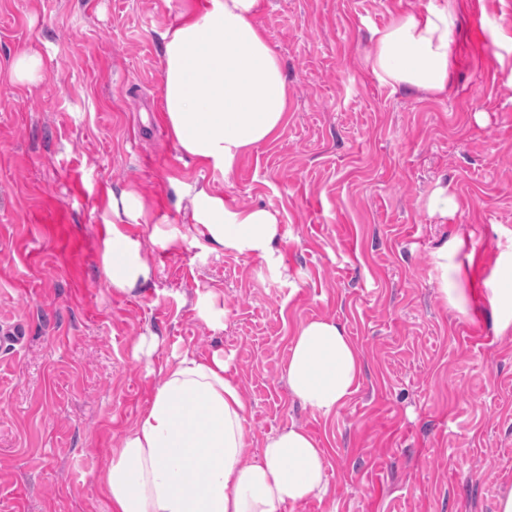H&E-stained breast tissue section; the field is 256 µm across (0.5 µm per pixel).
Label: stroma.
<instances>
[{
  "label": "stroma",
  "instance_id": "35a3bbf8",
  "mask_svg": "<svg viewBox=\"0 0 512 512\" xmlns=\"http://www.w3.org/2000/svg\"><path fill=\"white\" fill-rule=\"evenodd\" d=\"M190 0H0V512H109L97 484L172 354L230 357L250 453L303 428L329 492L287 512H497L512 487V333L446 307L432 253L459 238L482 294L512 254V0H448L440 96L379 80L374 30L431 0H263L254 23L287 77L288 119L224 175L188 162L162 119L163 34ZM38 55L42 78L11 65ZM277 212L278 271L212 251L187 189ZM439 187L448 217L431 214ZM154 265L131 295L102 268L112 198ZM169 246H162V239ZM212 294L219 325L196 303ZM344 326L364 368L336 413L288 390L298 325ZM156 336L151 357L133 346ZM41 68L42 63L38 56L22 54L14 61L11 78L20 83H35L41 79Z\"/></svg>",
  "mask_w": 512,
  "mask_h": 512
}]
</instances>
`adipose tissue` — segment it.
<instances>
[{
  "mask_svg": "<svg viewBox=\"0 0 512 512\" xmlns=\"http://www.w3.org/2000/svg\"><path fill=\"white\" fill-rule=\"evenodd\" d=\"M262 0H202L164 35L162 106L176 148L199 164L229 174L254 147L275 139L288 116V81L280 59L253 23ZM447 7L407 15L374 30L369 60L382 81L434 95L448 87ZM131 190L112 207L103 271L113 291L129 294L152 278L153 265L122 227ZM197 235L235 255L263 257L276 267L280 224L265 207H232L201 189L191 211ZM459 240L432 255L446 305L468 313ZM482 300L499 334L512 333V259L499 260ZM164 376L136 424L97 476L110 512H285L328 491L324 450L308 432L289 427L249 454L247 406L223 351L185 352ZM360 356L333 319L301 323L290 348L287 383L303 405L322 415L342 407L362 377Z\"/></svg>",
  "mask_w": 512,
  "mask_h": 512,
  "instance_id": "ef3b65f1",
  "label": "adipose tissue"
}]
</instances>
